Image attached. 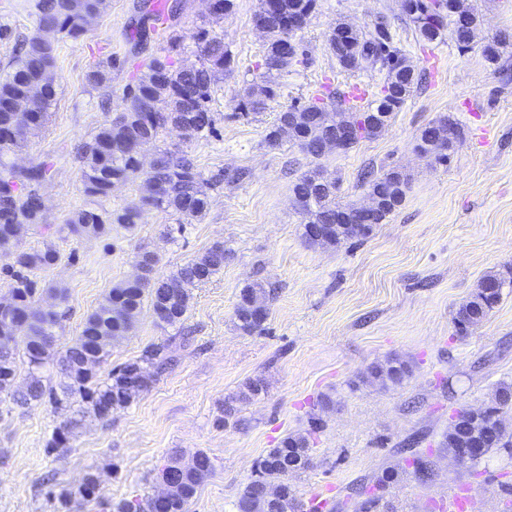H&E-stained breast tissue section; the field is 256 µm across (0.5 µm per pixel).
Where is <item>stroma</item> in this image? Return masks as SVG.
Returning a JSON list of instances; mask_svg holds the SVG:
<instances>
[{"label":"stroma","mask_w":512,"mask_h":512,"mask_svg":"<svg viewBox=\"0 0 512 512\" xmlns=\"http://www.w3.org/2000/svg\"><path fill=\"white\" fill-rule=\"evenodd\" d=\"M137 2L109 0L83 36L59 40L50 119L7 156L18 165L54 157V177L42 188L49 227L88 204L76 147L125 111L127 87L163 45L156 34L136 42ZM464 2L481 20L478 39L506 38L500 65L487 63L477 48L460 52L449 37L421 41L399 0H316L294 36L297 62L277 77L281 97L247 120L238 103L265 51L253 22L258 0H235L221 19L210 16L206 0H182L176 31L186 46L184 64H198L196 34L204 27L223 34L236 65L212 96L214 133L188 137L170 129L159 145L188 152L205 174L242 167L248 178L214 190L199 221L180 225L175 216L145 208L135 229L114 224L97 237L56 238L58 263L35 278L67 290L65 304L47 295L41 300L63 314L57 336L64 345L111 288L131 279L140 244L157 252L160 277L217 241L230 258L192 288L181 324L158 323L150 307L142 308L114 345L112 364L164 343L171 365L110 421L87 417L70 448H46L61 420L49 404L0 412V512H55L42 485L48 472L59 490H77L94 471L104 499L143 498L153 494L169 456L198 450L215 470L189 512H237L256 461L293 432L309 433L312 448L310 467L292 480L296 496L324 502L323 512H361L355 488L373 485L387 468L398 473L383 497L387 512H453L455 497L468 500L465 512H512V450L493 451L472 469L440 446L459 411L490 405L499 383L512 382V281L467 336H458L453 323L485 275L512 268V81L499 73L500 66L512 68V0ZM339 21L383 23L424 73L422 85L379 136L348 152L316 160L288 144L269 146L266 130L288 105L331 88L357 83L375 92L382 84L378 71L339 67L327 42ZM106 62L109 87L92 86L88 72ZM441 116L460 130L445 163L414 150L422 129ZM317 165L337 180L342 203L365 200L362 169H401L409 178L405 202L363 242L310 246L290 187ZM256 281L272 284L275 295L264 331L248 335L236 329L234 310L241 290ZM393 357L410 367L400 384L367 381L372 364ZM255 378L265 381L266 393L225 420V400ZM314 417L321 421L316 431L309 426ZM412 454L430 463L431 481L415 477L407 464Z\"/></svg>","instance_id":"35a3bbf8"}]
</instances>
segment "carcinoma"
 Instances as JSON below:
<instances>
[{
	"label": "carcinoma",
	"instance_id": "carcinoma-1",
	"mask_svg": "<svg viewBox=\"0 0 512 512\" xmlns=\"http://www.w3.org/2000/svg\"><path fill=\"white\" fill-rule=\"evenodd\" d=\"M416 15H407L421 40L440 42L446 33L458 24L455 15L466 20L458 49H471L479 26V17L468 11L455 12L459 0H443V14L426 11V0H415ZM316 0H258L254 23L264 22L269 30L264 56L282 49L281 20L290 12L312 13ZM108 0H33L30 15L35 32L29 36L14 35L7 23L0 22V41H11L12 57L9 72L0 83V260L11 278L8 297L0 302V404L8 402L25 406L47 401L63 420L47 442L54 451L65 448L70 438L83 427L85 418L94 416L105 420L104 408L116 410L131 404L147 391L155 377L169 364L168 346L151 344L140 356L118 366L110 367L112 344L132 327L143 303L155 319L174 326L182 322L188 307L190 287L204 283L224 268V255L228 249L224 242L216 241L200 257L181 266L163 279L153 277L157 255L146 246L140 247L138 258L143 261L145 273L135 281H124L104 297L98 308L89 314L79 336L70 344L56 348L58 314L42 313L37 307L38 295L48 293L63 301L66 289L60 286L38 287L32 278L37 270H47L60 259V253L51 240L42 246L26 248L24 239L42 228L40 223L45 204L39 186L51 180L55 171L49 156L27 167L17 168L4 160L8 152L21 147L34 131L49 120L50 108L56 97L54 68L57 42L46 41L41 32L51 30L61 37L78 38L87 30L88 20L101 15ZM183 5L164 6V13L151 14L153 26L166 33L162 54L153 57L136 82L127 89L126 112L114 120L103 123L91 139L79 148L83 167L81 183L92 205L71 216L59 232L76 238L100 236L109 224H122L131 229L138 210L128 207L112 213L101 207L112 188L145 175L147 194L141 203L185 219L203 217L209 209L210 191L220 184L238 183L246 177L242 169H224L210 177L204 176L188 153L168 148L155 152L153 166L147 172L139 167V153L159 140L165 130L176 126L191 133L214 132L215 119L209 107L215 86L224 79V72L232 69V54L224 45V36L202 28L197 34L198 49L202 55L199 66L179 64L185 46L173 29ZM336 27L348 30L344 49L350 62L337 63L344 69L379 68L384 73L383 85L401 88L396 96H380L360 104L348 93L329 97V103L309 100L294 103L279 113L269 128L265 140L272 146L287 142L298 146L307 155L319 159L323 156L321 144L328 131L338 121L353 122L362 131L361 138L378 136L374 118L379 112L391 120L417 89L421 74L402 51L394 46L387 30L376 26L363 31L347 22ZM485 61L495 64L501 58L505 43L493 38L481 46ZM288 59L279 68H264L260 81L249 84L238 103L242 115L256 117L267 102L280 95V84L273 72L288 69L299 55V47L285 51ZM320 168L302 174L292 185V195L303 224H327L329 235L318 241H308L314 247H335L349 240L362 241L369 234H358L345 228L336 229V216L352 210L354 203L336 202V185L332 181L318 186ZM369 196H388L391 203L376 216L382 224L401 207L406 197L408 179L402 171L391 168L379 175L372 171L363 174ZM504 285L501 274L489 275L480 283L470 300L463 304L454 317L460 335L481 324L501 299V292L486 293L485 283ZM269 293L260 282L246 286L235 307V326L245 334L260 333L264 323L256 320L258 313L268 312ZM23 337L27 374L23 383L17 379V338ZM52 362L60 375L58 386L50 385L42 373L47 362ZM408 373L405 362L392 359L373 365L368 380L382 385L401 383ZM266 391L260 379L245 382L236 396L224 402V418L238 412L237 404L246 403ZM512 405V384L502 382L495 391L494 405L483 412L473 409L456 414L458 423L475 431L485 452L496 448H512V429L507 427L497 412ZM311 448L308 435L290 433L270 449L258 462L255 478L243 489L238 500L240 512H298L302 508L290 479L309 468ZM163 468L178 471L183 481L170 490L164 504L165 512H188L191 501L202 484L212 475L214 462L203 451L192 453L191 462H183V455H171ZM57 502V512H70L73 499L95 502L101 512H156L151 496L134 500L103 501L99 495V478L90 472L78 491L64 490L50 494Z\"/></svg>",
	"mask_w": 512,
	"mask_h": 512
}]
</instances>
